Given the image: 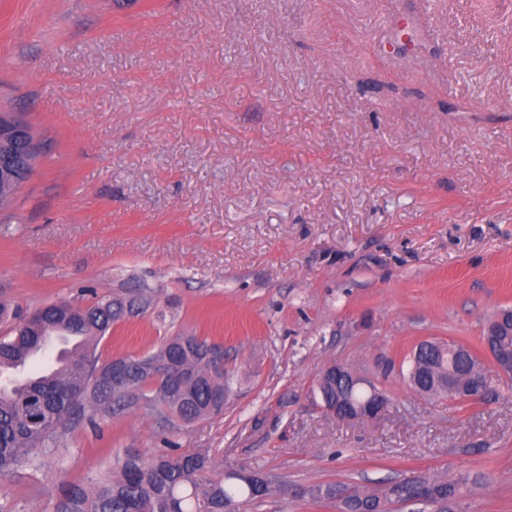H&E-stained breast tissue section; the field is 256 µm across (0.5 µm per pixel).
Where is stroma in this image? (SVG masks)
I'll return each instance as SVG.
<instances>
[{"label":"stroma","instance_id":"35a3bbf8","mask_svg":"<svg viewBox=\"0 0 512 512\" xmlns=\"http://www.w3.org/2000/svg\"><path fill=\"white\" fill-rule=\"evenodd\" d=\"M40 153L0 211V303L143 288L101 362L192 334L224 349L222 416L124 413L0 476V512H53L124 450L166 441L265 473L240 512H339L315 486L456 480L512 512V378L485 357L512 308V0H0V112ZM424 340L481 357L485 402L409 385ZM389 399L326 414L321 372ZM332 369H336V374L338 373V371L346 372L349 375L350 382L353 386H368L371 391V394L366 402L346 405L343 411L338 410L337 407L336 411H330L327 408L323 407V409L327 413H332L333 415H335L336 418L352 421L373 420L377 419L382 415L388 404L387 395L382 389L378 388L374 382L365 378L363 375L352 371L344 364L329 365L324 369V371H329Z\"/></svg>","mask_w":512,"mask_h":512}]
</instances>
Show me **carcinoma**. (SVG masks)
I'll list each match as a JSON object with an SVG mask.
<instances>
[{
  "label": "carcinoma",
  "instance_id": "obj_1",
  "mask_svg": "<svg viewBox=\"0 0 512 512\" xmlns=\"http://www.w3.org/2000/svg\"><path fill=\"white\" fill-rule=\"evenodd\" d=\"M125 299H95L85 306L59 302L38 309L0 336V375L26 368L46 337L61 332L75 346L61 352V363L26 372L12 384L0 383V475L4 476L35 451L56 444L59 429L69 420L90 413L102 420L127 411H140L158 424L180 431L197 420L224 414L216 398L228 384L224 371L211 358L217 346L194 335L174 336L156 351L123 359L125 372L112 374V363H101L96 347L112 324L150 305L140 295ZM460 376L483 371L481 361L455 343L423 342L409 360L407 378L418 393L446 397L440 379L448 366ZM317 392L330 405L349 396L363 401L369 391H355L344 376H319ZM214 462L210 448L150 456L127 451L105 475L89 484L62 486L54 512H225L227 504L263 500L274 492L272 481L258 471L227 470L220 479L209 477ZM402 502L453 504L459 483L433 480L420 495L409 482L390 484ZM314 497L340 498L346 512H389L387 502L368 495V489L317 487Z\"/></svg>",
  "mask_w": 512,
  "mask_h": 512
}]
</instances>
